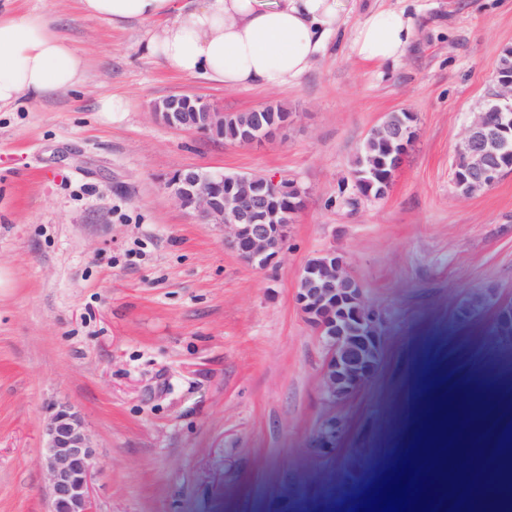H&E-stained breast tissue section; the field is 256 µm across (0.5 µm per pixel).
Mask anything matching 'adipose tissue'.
<instances>
[{
	"mask_svg": "<svg viewBox=\"0 0 512 512\" xmlns=\"http://www.w3.org/2000/svg\"><path fill=\"white\" fill-rule=\"evenodd\" d=\"M119 25L159 20L140 52L187 76L229 88H279L300 79L343 22V0H79ZM411 37L404 12L377 10L355 40L366 61L398 59ZM86 60L41 15L0 11V108L78 86Z\"/></svg>",
	"mask_w": 512,
	"mask_h": 512,
	"instance_id": "ef3b65f1",
	"label": "adipose tissue"
}]
</instances>
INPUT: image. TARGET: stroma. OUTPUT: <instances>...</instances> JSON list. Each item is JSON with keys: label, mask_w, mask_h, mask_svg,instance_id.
I'll return each mask as SVG.
<instances>
[{"label": "stroma", "mask_w": 512, "mask_h": 512, "mask_svg": "<svg viewBox=\"0 0 512 512\" xmlns=\"http://www.w3.org/2000/svg\"><path fill=\"white\" fill-rule=\"evenodd\" d=\"M87 60L84 82L0 110V512H49L43 427L59 402L96 447L93 512H351L403 458L435 393L512 389V172L470 196L455 149L487 95L512 0H351L310 70L279 89H227L172 72L77 0H9ZM375 9L412 37L384 63L353 50ZM121 95L128 109L100 111ZM197 94L227 112L274 104L294 120L259 146L169 128L155 101ZM394 112L415 143L385 198L350 205L359 145ZM186 167L307 189L276 266L257 270L163 189ZM336 249L387 321L382 365L331 403L324 347L295 303L304 264ZM474 294L483 312L463 320ZM334 453L314 454L329 417Z\"/></svg>", "instance_id": "obj_1"}]
</instances>
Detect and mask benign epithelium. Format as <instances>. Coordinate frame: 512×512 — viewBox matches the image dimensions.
I'll return each instance as SVG.
<instances>
[{"label":"benign epithelium","instance_id":"7a95c632","mask_svg":"<svg viewBox=\"0 0 512 512\" xmlns=\"http://www.w3.org/2000/svg\"><path fill=\"white\" fill-rule=\"evenodd\" d=\"M490 100L496 117L481 107L457 148L453 183L469 196L492 187L502 161L512 153V75L496 73ZM166 126L224 138V111L195 95H170L153 104ZM291 115L264 106L247 113L232 143L259 144L284 129ZM414 115L401 124L382 120L370 134L389 151L370 158L367 173L383 169L377 198L385 197L393 174L404 163L414 140ZM164 190L199 224L224 228V246L247 265L266 269L277 264L288 241V227L305 205L306 190L286 179L258 174L224 173L187 167L173 173ZM296 303L325 349L323 388L331 401L360 392L377 373L383 357L386 325L371 307L359 281L347 271L345 258L328 249L309 260L299 276ZM341 424L328 419L315 438L314 452L336 451ZM44 461L49 479L50 512H92L91 479L96 451L82 415L69 403L57 404L44 425Z\"/></svg>","mask_w":512,"mask_h":512}]
</instances>
